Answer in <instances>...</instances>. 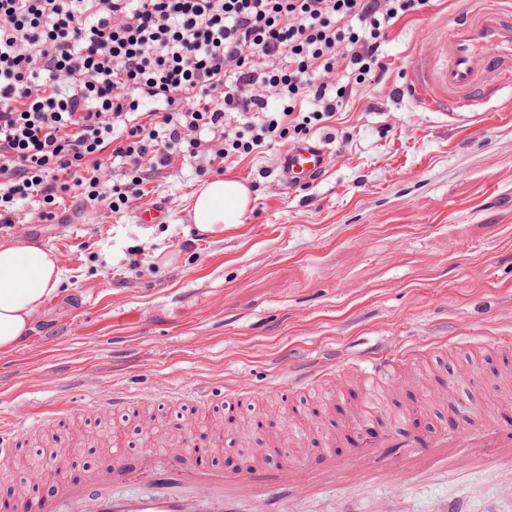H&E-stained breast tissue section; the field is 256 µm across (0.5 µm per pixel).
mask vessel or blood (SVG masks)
Wrapping results in <instances>:
<instances>
[{
	"label": "vessel or blood",
	"instance_id": "b4317fda",
	"mask_svg": "<svg viewBox=\"0 0 512 512\" xmlns=\"http://www.w3.org/2000/svg\"><path fill=\"white\" fill-rule=\"evenodd\" d=\"M472 10L453 20L447 42V68L443 81L448 87L447 101L440 102L426 94L424 76L411 83L413 97L432 109L446 111L450 120L474 121L480 103L500 98L512 91V0H471ZM333 154L322 138L296 141L281 153L278 180L282 189L292 191L320 182L332 169ZM416 353L407 347L396 353L376 352L351 360L345 375L367 381L397 386L399 369ZM374 458L385 464L387 451L400 447L403 455L413 459H435L447 467L450 456L458 450L479 453L481 464H489L484 456L487 448L504 449L505 461L512 463V432L505 433L496 419L479 417L469 428L453 436H437L429 442L402 439L383 434L375 442ZM151 478L153 496L146 499H120L110 491L113 482L134 478L135 474ZM298 470L291 467L273 474L264 473L259 459H252L245 469L227 473L200 465L197 455L173 456L150 452L139 470H131L123 457H115L111 467L90 474L80 483L56 480L54 491L30 503L27 496L17 495L8 505L9 512H70L71 506H82L84 512H192V499L198 485H206L214 512H238L240 496L259 493L268 504H275L288 484L297 480Z\"/></svg>",
	"mask_w": 512,
	"mask_h": 512
}]
</instances>
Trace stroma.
<instances>
[{
    "mask_svg": "<svg viewBox=\"0 0 512 512\" xmlns=\"http://www.w3.org/2000/svg\"><path fill=\"white\" fill-rule=\"evenodd\" d=\"M468 0H430L397 21L385 40V72L355 91L341 112L310 131L325 137L333 168L290 193L277 180L288 142L223 162L252 205L242 224L216 238L197 231L187 204L200 184L193 162L173 155L146 195L118 213L66 203L67 223L18 224L0 239L39 240L64 271L26 338L0 354V421L27 474L44 455L41 428L20 415L68 397L58 433H80L83 464L71 479L107 467L114 452L137 462L154 434L191 416L197 428L234 415L283 409L292 453L317 473L326 451L346 458L368 389L359 381L285 390L290 365L343 363L414 344L422 358L387 390L371 427L429 439L479 414L512 425V392L499 373L512 350L485 348L512 336V106L483 104L482 119L451 122L407 92L418 71L445 100L449 15ZM165 207L161 224L138 212ZM448 336L468 341L455 352ZM137 395L136 412L102 417L86 404L104 393ZM512 512V470L477 469L394 478L364 489L339 483L310 498L284 493L279 512Z\"/></svg>",
    "mask_w": 512,
    "mask_h": 512,
    "instance_id": "1",
    "label": "stroma"
}]
</instances>
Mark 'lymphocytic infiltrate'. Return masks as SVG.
Returning a JSON list of instances; mask_svg holds the SVG:
<instances>
[{
    "label": "lymphocytic infiltrate",
    "mask_w": 512,
    "mask_h": 512,
    "mask_svg": "<svg viewBox=\"0 0 512 512\" xmlns=\"http://www.w3.org/2000/svg\"><path fill=\"white\" fill-rule=\"evenodd\" d=\"M427 3L0 0V226L63 223L75 193L119 211L177 152L307 134Z\"/></svg>",
    "instance_id": "f902f5d3"
}]
</instances>
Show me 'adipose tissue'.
<instances>
[{"instance_id":"obj_1","label":"adipose tissue","mask_w":512,"mask_h":512,"mask_svg":"<svg viewBox=\"0 0 512 512\" xmlns=\"http://www.w3.org/2000/svg\"><path fill=\"white\" fill-rule=\"evenodd\" d=\"M196 228L211 235L241 224L251 194L224 176L203 183L190 198ZM62 270L53 249L40 241L0 240V352L19 344L33 315L57 292Z\"/></svg>"}]
</instances>
